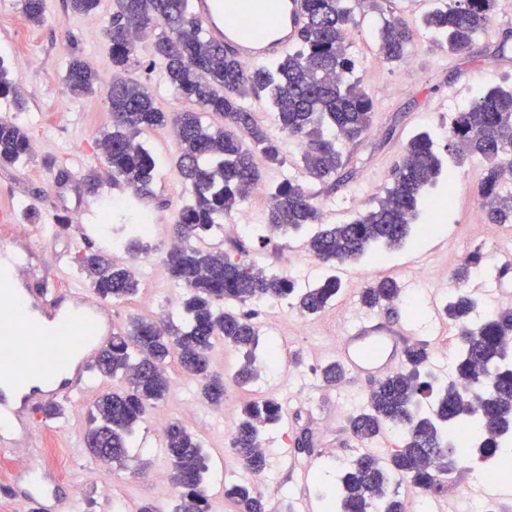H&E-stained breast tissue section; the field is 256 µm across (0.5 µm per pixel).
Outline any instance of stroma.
<instances>
[{"mask_svg":"<svg viewBox=\"0 0 512 512\" xmlns=\"http://www.w3.org/2000/svg\"><path fill=\"white\" fill-rule=\"evenodd\" d=\"M45 21L34 26L24 18L18 0H0V52L6 55L9 78L21 92L20 101L0 96V121L25 125L34 151L26 162L0 165V259L11 256L24 266L25 282L33 288L63 290L84 287L74 260L59 266L56 251L74 257L86 247L100 248V240L80 237L76 216L97 223L107 197L128 196L125 186H113L98 143L112 125L106 93L100 81L95 93L76 96L65 83L72 56L88 61L98 73L112 70L107 36L113 0H100L94 19L72 13L68 0H44ZM425 7L401 8L397 0H374L361 25L344 30L343 40L356 61L355 75L374 104L373 122L360 141L341 145L346 179L336 186L318 185L317 200L324 223L343 224L377 204L392 183V172L408 141L417 133H435L436 147H443L440 131L456 105L470 101L476 89L512 86V8H500L490 29L470 51L451 54L432 45L422 26ZM392 16L413 30L411 64H391L378 53L374 38L382 16ZM24 43L38 59L28 68L8 56V48ZM128 78L151 87L157 106L166 112L189 109L187 100L168 86L161 62L155 57L152 39L141 41L127 71ZM143 144L158 160L153 195L142 202L157 223L146 243L147 250H111L112 260L137 265L139 292L112 303V324L126 328L133 318L178 321L184 287L171 281L163 258L170 247V226L191 195L177 169L178 146L169 128L145 130ZM483 164L468 159L454 170L457 201L442 217L420 213L406 243L379 246L356 260L329 267L306 248L302 233L259 239L266 222L268 203L257 198L241 202L224 220L223 233L210 238L211 247L232 258L292 279L299 287L316 284L336 274L343 289L319 314H300L284 300L251 305L263 346L256 352L266 362L265 344L278 346L280 358L249 386L233 384L238 352L217 343L211 353L214 371L228 378L223 411H216L199 397L197 381L177 362L167 366L171 390L167 398L149 409L137 428L140 457L156 482H142L136 473L119 467L100 468L84 445L87 411L118 380L89 377L77 399L64 402V413L42 419L34 442L42 448L52 471L58 498L72 502L73 512H138L151 502L171 512L177 492L172 488V464L164 451V428L179 422L201 442L208 471L205 485L211 512H233L225 500L226 483L248 481L249 472L234 455L229 439L243 402L276 399L283 410L282 424L267 432L264 446L269 479L259 485L271 512H302L311 507L323 512L316 489L317 479L332 480L336 471L361 451L387 456L397 443L387 433L373 443L358 440L348 419L362 409L372 379L346 375L336 386L326 385L320 375L324 364L336 358V339L353 322L360 309L359 292L372 280L391 278L403 292L396 318L407 324L415 339L433 345L432 371L441 378L452 376L458 349L454 328L437 307L443 291L453 287L452 278L433 279L427 272L436 267H459L473 251H481L484 265L463 288L480 302L481 310L500 307L499 271L504 255H492L496 240H512L511 224H490L476 196ZM100 183L97 192L87 189L89 179ZM23 224L27 235L15 236L13 225ZM30 460L16 455L0 456V512H34L12 474L30 467Z\"/></svg>","mask_w":512,"mask_h":512,"instance_id":"1","label":"stroma"}]
</instances>
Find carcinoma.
<instances>
[{
	"label": "carcinoma",
	"instance_id": "carcinoma-1",
	"mask_svg": "<svg viewBox=\"0 0 512 512\" xmlns=\"http://www.w3.org/2000/svg\"><path fill=\"white\" fill-rule=\"evenodd\" d=\"M25 19L44 22L43 0H20ZM308 18L298 42L288 55L253 71L208 41L191 13L190 0H115L107 35L111 43L112 82L108 90L112 130L102 135V146L112 181L129 188L143 200L152 194L155 157L139 140L143 130L171 126L177 135V167L190 185L191 199L172 225L173 245L164 257L170 279L188 290L184 302L186 324L171 329L163 321L137 318L128 328L112 332L92 365L97 376L120 377L121 391L101 396L90 412L87 448L100 460L121 468L133 457L132 436L147 409L169 392L165 374L168 359L199 380L202 398L211 405L224 402L226 381L210 370V355L222 341L239 351L242 362L233 374L241 387L258 377L253 356L260 343L250 313L235 306L274 299H292L304 315H316L329 306L342 288L330 275L310 288L274 272H261L236 262L222 250L200 245L221 226L243 200V191L259 183L262 175L250 139L270 167L284 164L279 140L257 125L245 99L266 97L276 112L279 129L303 142V166L308 181L281 182L269 191L268 236L309 230L308 251L326 265L357 259L375 247L404 243L410 224L422 210L446 208L449 197H427L424 188L442 173V163L430 134L413 137L393 171L385 195L357 219L345 224L322 223L313 185L326 183L343 166L338 139L357 141L372 124L373 103L355 78V64L342 34L364 15L365 0H306ZM499 0H435L423 28L432 43L451 54L470 49L489 28ZM146 33L154 36L155 56L162 62L171 86L198 106L196 111L164 112L145 85L125 77L126 68ZM381 57L404 61L414 32L392 18L376 34ZM99 82L96 69L73 57L66 84L76 96ZM224 117L213 127L203 114ZM448 157L461 162L482 160L483 176L477 197L492 224L512 222V191L505 177L512 174V88L495 87L479 94L469 105L452 113L445 133ZM31 156L25 129L0 122V164L17 165ZM475 254L454 274L464 283L479 266ZM82 278L106 301H118L138 290V281L126 267L114 265L101 251L78 256ZM402 302L401 288L393 279L368 284L362 305L392 317ZM477 300L465 291L453 294L444 316L456 330L458 352L455 376L440 382L427 367L432 354L418 341L405 352L404 366L378 380L370 389L366 407L349 420L352 434L372 442L388 430L399 432L397 448L385 459L360 454L338 478L336 498L328 499L327 512H403L394 487L409 482L423 492L435 490L460 473L463 449L454 438L472 439L471 461L485 464L508 458L512 446V307L501 308L473 320ZM344 367L329 362L321 378L336 384ZM481 387L480 394L464 397L460 386ZM281 407L273 399L243 404L230 446L251 472L266 469L260 438L281 422ZM165 448L178 491L173 512H208L204 489L207 471L202 448L185 427L167 426ZM224 498L236 512H266L263 496L247 483L224 486Z\"/></svg>",
	"mask_w": 512,
	"mask_h": 512
}]
</instances>
